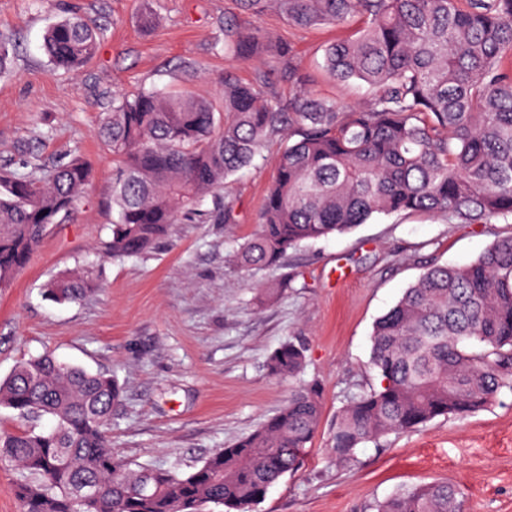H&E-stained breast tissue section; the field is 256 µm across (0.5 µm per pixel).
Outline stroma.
<instances>
[{
  "mask_svg": "<svg viewBox=\"0 0 512 512\" xmlns=\"http://www.w3.org/2000/svg\"><path fill=\"white\" fill-rule=\"evenodd\" d=\"M71 4L104 27V38L84 66L55 72L43 35ZM147 7L154 14L148 27ZM238 15L234 0H0V34L17 42L0 74V166L19 168L30 156L47 165L77 153L93 169L72 219L50 225L29 263L0 289V379L47 352L111 375L123 389L108 426L113 452L187 472L287 403L297 383L271 375L268 359L291 340L306 351L304 379L321 389L322 419L302 464L269 488L258 512H363L372 499L430 481L460 489L467 512H512L506 389L467 419L440 416L367 443L351 463H336L329 452L340 409L380 385L370 365L376 319L427 267L470 263L512 236L511 219L452 224L379 215L352 232L302 243L281 267L245 272L232 256L257 229L274 173L268 149L224 186L232 223L175 224L141 256L103 259L115 163L95 130L113 94L166 85L217 101L229 70L245 83L268 74L284 102L302 88L351 104L368 99L366 86L322 70V48L336 30L296 29L270 12L257 24L290 44L293 60H241L224 52V24ZM292 67L298 79H289ZM88 267L98 277L83 300L47 296L49 279ZM271 283L279 292L262 301L259 288Z\"/></svg>",
  "mask_w": 512,
  "mask_h": 512,
  "instance_id": "obj_1",
  "label": "stroma"
}]
</instances>
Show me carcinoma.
Wrapping results in <instances>:
<instances>
[{"mask_svg":"<svg viewBox=\"0 0 512 512\" xmlns=\"http://www.w3.org/2000/svg\"><path fill=\"white\" fill-rule=\"evenodd\" d=\"M255 18L348 28L323 48L326 75L360 81L363 104L299 91L283 106L266 75L224 73V102L152 87L113 95L97 136L118 159L112 175V259L143 254L173 224L231 220L224 183L277 146L258 231L234 255L245 271L281 264L306 241L348 233L376 215L432 214L455 224L512 218V0H236ZM102 28L74 13L50 25L43 48L56 70L97 53ZM267 42L248 22L224 27V51L250 58ZM19 172L0 167V288H7L52 224L68 221L92 180L81 157ZM93 269L46 285L59 302L83 297ZM370 364L380 388L336 417V460L444 416L465 419L512 390V237L462 266L428 267L374 324ZM288 341L269 358L277 377L304 372ZM122 389L50 355L0 380V407L55 424L0 436V455L36 481L21 482L22 512H257L269 487L297 469L321 419L318 384L304 381L271 418L188 473L131 468L106 426ZM369 512H466L446 481L406 486Z\"/></svg>","mask_w":512,"mask_h":512,"instance_id":"carcinoma-1","label":"carcinoma"}]
</instances>
